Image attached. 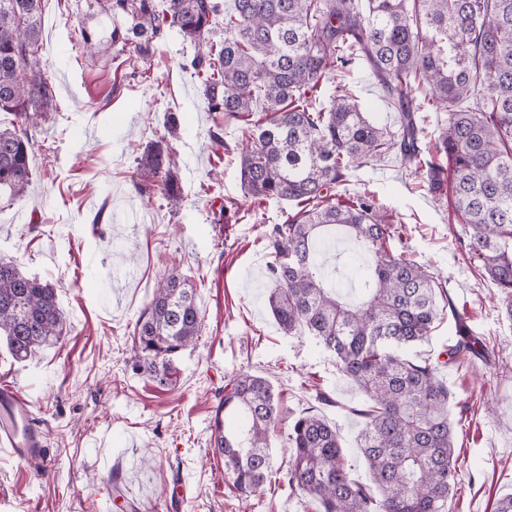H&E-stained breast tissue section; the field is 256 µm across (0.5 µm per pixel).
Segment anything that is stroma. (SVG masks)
<instances>
[{"label": "stroma", "mask_w": 512, "mask_h": 512, "mask_svg": "<svg viewBox=\"0 0 512 512\" xmlns=\"http://www.w3.org/2000/svg\"><path fill=\"white\" fill-rule=\"evenodd\" d=\"M85 17L76 0H43L44 73L56 112L30 127L36 142L32 183L23 200L0 207V258L56 289L66 324L59 343L15 360L0 341V381L20 389L46 434V454L26 462L0 455V483L10 512H106L102 488L119 486L135 512H322L290 490L288 425L305 412L335 425L346 465L359 480L368 469L357 447L360 391L313 337L288 335L267 302L271 225L298 212L296 202L247 197L235 146L247 122L208 111L200 80L183 64L194 49L176 30L148 59L84 54L74 31ZM338 79L371 118L397 127L363 60ZM180 127L165 129L168 113ZM221 133L224 146L214 144ZM168 139L182 189L173 209L160 191L139 195L131 175L148 147ZM348 193L369 191L400 225L394 253L428 267L490 353L488 364L452 362L442 375L454 396L451 418L459 475L456 512H494L512 493V321L500 293L479 277L458 242L461 222L425 190L399 159L347 175ZM235 201V213L220 207ZM190 278L203 316L194 346L175 357L160 387L132 368V332L158 280L171 270ZM457 340L452 316L403 358H437ZM266 378L281 420L270 434L272 473L242 498L211 446V418L226 381L239 372Z\"/></svg>", "instance_id": "1"}]
</instances>
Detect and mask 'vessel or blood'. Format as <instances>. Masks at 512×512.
Returning a JSON list of instances; mask_svg holds the SVG:
<instances>
[{
    "label": "vessel or blood",
    "mask_w": 512,
    "mask_h": 512,
    "mask_svg": "<svg viewBox=\"0 0 512 512\" xmlns=\"http://www.w3.org/2000/svg\"><path fill=\"white\" fill-rule=\"evenodd\" d=\"M0 452L20 460L44 457L43 434L33 424L22 393L12 385H0Z\"/></svg>",
    "instance_id": "obj_1"
}]
</instances>
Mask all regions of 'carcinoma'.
Wrapping results in <instances>:
<instances>
[{
	"instance_id": "cac0c4a2",
	"label": "carcinoma",
	"mask_w": 512,
	"mask_h": 512,
	"mask_svg": "<svg viewBox=\"0 0 512 512\" xmlns=\"http://www.w3.org/2000/svg\"><path fill=\"white\" fill-rule=\"evenodd\" d=\"M100 27L78 28L91 54L133 50L146 57L164 31L194 46L189 66L211 112L240 115L261 107L266 119L242 131L239 173L254 200L303 205L266 235L275 254L267 301L286 334L306 332L336 355L338 370L365 398L358 448L369 482L350 477L336 428L317 414L295 417L288 432L292 490L316 498L322 512H454L457 477L452 394L440 377L448 360L412 361L392 347L421 341L445 295L430 270L388 247L397 228L370 192L349 202L326 193L361 168L390 155L423 176L437 200L452 197L464 224L469 263L499 288L512 319V0H86ZM224 17V39L213 38ZM41 0H0V112L18 120L0 127V197L15 201L31 181L35 143L28 127L56 111L55 89L42 72ZM365 60L402 114L396 130L369 122L346 93L325 107L308 95L353 59ZM426 86L423 100L415 91ZM443 110L435 148L420 146L416 113ZM142 195L161 187L171 205L181 189L168 147L157 142L137 163ZM339 228L372 256L361 297L346 300L324 286L320 255L327 228ZM456 344L449 360L489 361L456 309ZM202 318L195 290L173 272L157 285L136 319L132 367L159 386L170 365L195 344ZM65 330L55 288L0 259V337L18 360L56 343ZM280 409L271 384L242 372L224 385L212 423L215 451L243 495L259 490L271 471L269 433ZM228 415L242 426L225 427Z\"/></svg>"
}]
</instances>
